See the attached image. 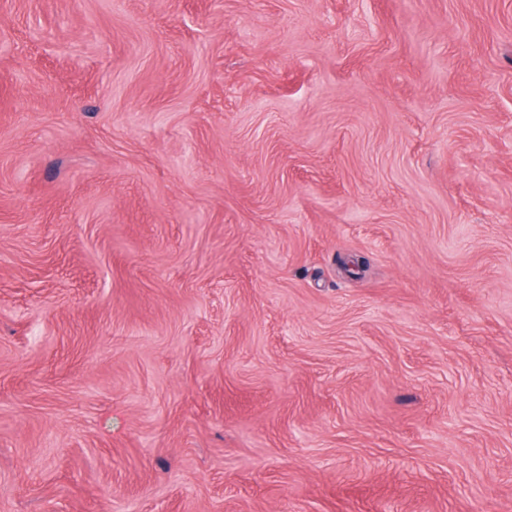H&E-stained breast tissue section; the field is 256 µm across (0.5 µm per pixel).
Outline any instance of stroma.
<instances>
[{"mask_svg": "<svg viewBox=\"0 0 512 512\" xmlns=\"http://www.w3.org/2000/svg\"><path fill=\"white\" fill-rule=\"evenodd\" d=\"M0 512H512V0H0Z\"/></svg>", "mask_w": 512, "mask_h": 512, "instance_id": "stroma-1", "label": "stroma"}]
</instances>
